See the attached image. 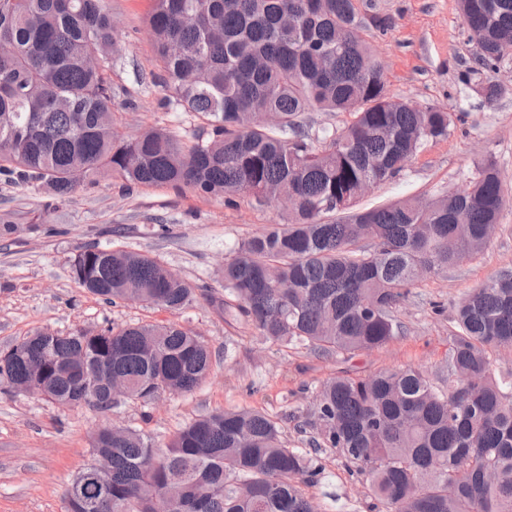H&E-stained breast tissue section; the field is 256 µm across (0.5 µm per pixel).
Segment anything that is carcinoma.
Segmentation results:
<instances>
[{"label":"carcinoma","instance_id":"cac0c4a2","mask_svg":"<svg viewBox=\"0 0 512 512\" xmlns=\"http://www.w3.org/2000/svg\"><path fill=\"white\" fill-rule=\"evenodd\" d=\"M148 28L169 105L198 116L187 140L151 127L123 137L112 111L117 29L106 0H0V175L53 196L92 176L189 188L260 204L295 200L288 222L243 239L225 261L224 316L270 342L353 356L400 334L393 308L428 274L484 252L505 197L496 162L467 190L357 210L364 185L396 176L450 116L387 95L355 0H153ZM487 70L512 54V0H459ZM349 121L311 141L305 113ZM71 277L107 302L178 311L195 288L146 254L89 246ZM448 337V379L415 367L323 383L314 451L336 448L368 475L372 512H512V268L466 295ZM212 351L193 330L146 323L66 334L38 330L0 350V380L44 384L59 407L110 410L188 394ZM106 500L98 512H313L319 470L255 410L201 415L162 443L118 426L95 432ZM99 480L79 473L69 512H88Z\"/></svg>","mask_w":512,"mask_h":512}]
</instances>
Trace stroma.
<instances>
[{"mask_svg": "<svg viewBox=\"0 0 512 512\" xmlns=\"http://www.w3.org/2000/svg\"><path fill=\"white\" fill-rule=\"evenodd\" d=\"M118 30L112 57V103L124 136L158 127L190 136L191 113L165 105L160 71L145 19L152 0H107ZM361 37L386 74L390 97L448 112L447 138L425 143L408 167L360 199L370 208L407 197L430 198L465 188L485 158L501 173L506 204L485 251L447 273L429 275L399 303L402 331L386 345L359 353L318 355L303 346L264 341L249 325L228 322L220 305L226 259L245 237L282 221L283 208L247 195L233 202L169 186H125L109 178L84 183L55 202L40 190L0 176V349L42 329L66 333L135 323L173 322L197 332L213 352L212 369L190 394L160 395L151 404L126 401L105 413L62 408L0 381V512H67L66 490L93 461L90 437L102 425L171 435L190 420L227 409L279 418L283 440L307 447L314 396L335 376L365 377L412 366L434 382L448 376V338L462 298L512 267V57L489 71L461 25L457 0H356ZM383 19L385 28L374 25ZM501 93L487 99L488 83ZM128 248L161 261L195 285V302L180 311L143 303L104 302L70 275L83 247ZM322 473L308 487L317 512H368L369 483L350 473L338 449L316 456Z\"/></svg>", "mask_w": 512, "mask_h": 512, "instance_id": "obj_1", "label": "stroma"}]
</instances>
